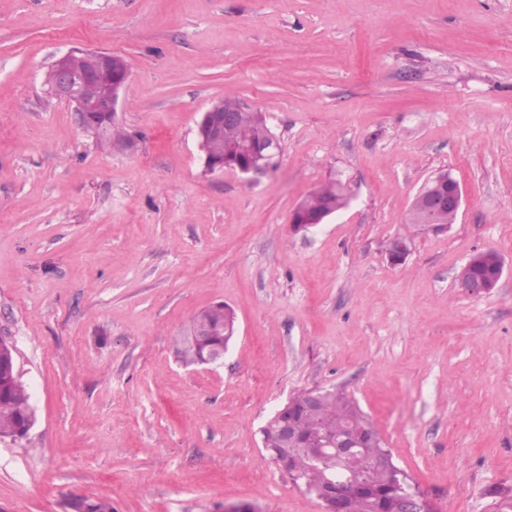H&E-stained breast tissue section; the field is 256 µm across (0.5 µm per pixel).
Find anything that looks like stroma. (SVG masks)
<instances>
[{
	"label": "stroma",
	"mask_w": 512,
	"mask_h": 512,
	"mask_svg": "<svg viewBox=\"0 0 512 512\" xmlns=\"http://www.w3.org/2000/svg\"><path fill=\"white\" fill-rule=\"evenodd\" d=\"M75 46L127 60L134 149L48 101ZM228 92L279 139L269 174L205 172L196 123ZM440 171L457 219L416 230ZM336 179L348 205L294 232ZM487 249L505 270L475 297L456 276ZM217 302L223 364L182 365ZM0 336L36 417L0 438L5 512H319L260 436L313 388L354 399L439 512H489L512 485V0H0ZM462 205V191L458 181L447 171H441L427 181L415 195L409 211V218L417 230L441 228L445 231L451 227L442 224L444 217L455 216ZM417 224H422V229ZM427 227V228H425ZM485 496L491 499L489 504L493 512H512V485H494L489 487Z\"/></svg>",
	"instance_id": "35a3bbf8"
}]
</instances>
